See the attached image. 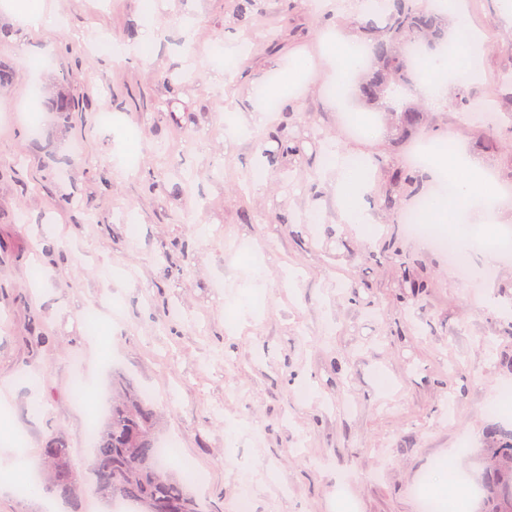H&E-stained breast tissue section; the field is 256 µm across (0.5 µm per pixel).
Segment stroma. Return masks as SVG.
Listing matches in <instances>:
<instances>
[{"label": "stroma", "mask_w": 512, "mask_h": 512, "mask_svg": "<svg viewBox=\"0 0 512 512\" xmlns=\"http://www.w3.org/2000/svg\"><path fill=\"white\" fill-rule=\"evenodd\" d=\"M52 29L0 43L16 71L0 89V448L39 452L55 435L87 479L92 453L75 378L103 397L129 381L173 443L174 474L203 512H420L433 479L475 512L478 454L512 428V261L447 255L408 236L379 206L384 165L414 141L388 113L336 97L330 38H359L362 14L338 0H47ZM484 72L426 104L452 138L512 186V134L495 150L457 107L459 93L512 114V0H464ZM147 36L148 59L96 56L92 41ZM26 43L35 60L21 62ZM235 43L227 63L213 49ZM186 74L169 94L171 70ZM223 74V85L212 82ZM262 130L241 129L269 82ZM82 101L68 117L28 114L62 81ZM301 142L288 175H249L279 139ZM339 148L373 167L347 204L323 157ZM181 194H174V186ZM135 215L140 232L125 222ZM264 287H248L255 269Z\"/></svg>", "instance_id": "1"}]
</instances>
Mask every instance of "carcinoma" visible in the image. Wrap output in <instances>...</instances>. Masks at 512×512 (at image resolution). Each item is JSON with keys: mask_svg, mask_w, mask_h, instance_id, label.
I'll list each match as a JSON object with an SVG mask.
<instances>
[{"mask_svg": "<svg viewBox=\"0 0 512 512\" xmlns=\"http://www.w3.org/2000/svg\"><path fill=\"white\" fill-rule=\"evenodd\" d=\"M361 33L368 50L366 72L354 89V99L364 106L395 100L399 92L420 79L408 60L415 49L427 54L448 42V28L440 10L423 0H386V9L372 13ZM48 112H72L76 103L65 88L44 100ZM394 113L396 130L407 136L421 126L423 106L407 102L388 105ZM473 124L486 129L478 143L482 149L497 142L502 130L488 116L474 113ZM300 152V144H282L266 154L264 169L283 172L287 158ZM426 194L422 178L402 168H392L388 188L380 207L395 214L403 211V202ZM113 398L104 423L95 431L89 473L93 492L108 506L128 503L134 512H201L195 497L160 460L157 417L154 408L141 399L130 385H112ZM489 446L483 449V470L478 479L483 508L478 512H512V429H491ZM47 488L67 502L83 492L69 463L67 442L61 436L41 448Z\"/></svg>", "mask_w": 512, "mask_h": 512, "instance_id": "carcinoma-1", "label": "carcinoma"}]
</instances>
